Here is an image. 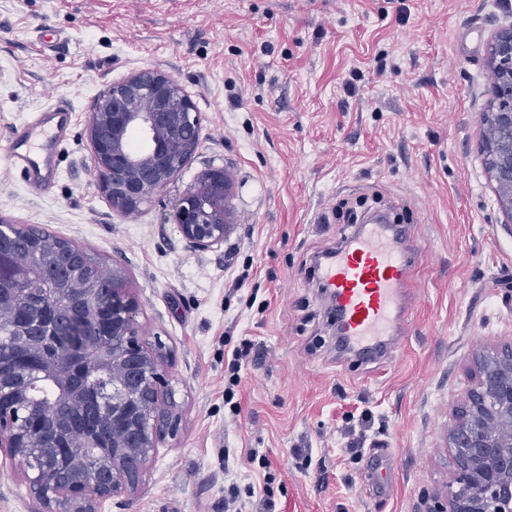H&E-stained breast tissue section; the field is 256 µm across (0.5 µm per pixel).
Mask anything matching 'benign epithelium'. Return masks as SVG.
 <instances>
[{"label":"benign epithelium","instance_id":"7a95c632","mask_svg":"<svg viewBox=\"0 0 512 512\" xmlns=\"http://www.w3.org/2000/svg\"><path fill=\"white\" fill-rule=\"evenodd\" d=\"M508 75L505 92L495 98L497 122L508 134L499 148L494 180L501 204L512 218V31L496 38L490 56ZM145 132L152 147L133 150L128 136ZM200 119L178 81L159 68L140 70L99 93L89 116L88 135L98 190L112 209L132 213L164 189L185 167L200 143ZM231 186L224 169L205 172L178 200L174 223L195 247L224 243L233 229ZM26 261L0 243V324L21 318L28 287ZM130 277L112 269V353L107 345L72 344L68 356L88 368L107 367L134 388L144 406L112 410L118 446L110 454L90 455V441L66 449L69 472L45 468L28 473L26 449L38 447L39 419L20 417L28 399L27 380L49 377L62 401L79 413L85 402L74 397L63 363L42 351L41 335L20 336L0 350V457L28 481L42 512H103L106 502L131 492L141 481L158 444L179 430L181 416L163 356L140 338V304ZM462 493L423 491L420 512H512V346L483 358L475 387L449 436Z\"/></svg>","mask_w":512,"mask_h":512}]
</instances>
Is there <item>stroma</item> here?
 Wrapping results in <instances>:
<instances>
[{
  "mask_svg": "<svg viewBox=\"0 0 512 512\" xmlns=\"http://www.w3.org/2000/svg\"><path fill=\"white\" fill-rule=\"evenodd\" d=\"M509 28L512 0H0V218L128 274L179 405L178 434L107 512H224L225 490L255 480L252 451L270 463L276 512H417L423 491L447 489L476 358L512 344V222L482 136L490 45ZM151 67L192 97L200 144L123 216L95 185L89 115L100 91ZM61 99L71 132L57 180L35 196L8 139ZM212 168L230 179L234 227L199 249L173 206ZM343 198L394 205L414 226L392 361L338 354L308 278L347 229ZM244 338L254 358L235 418L224 347ZM40 510L26 480L0 470V512Z\"/></svg>",
  "mask_w": 512,
  "mask_h": 512,
  "instance_id": "stroma-1",
  "label": "stroma"
}]
</instances>
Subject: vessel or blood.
I'll list each match as a JSON object with an SVG mask.
<instances>
[{"instance_id":"obj_1","label":"vessel or blood","mask_w":512,"mask_h":512,"mask_svg":"<svg viewBox=\"0 0 512 512\" xmlns=\"http://www.w3.org/2000/svg\"><path fill=\"white\" fill-rule=\"evenodd\" d=\"M72 117L70 105L60 101L13 129L10 159L32 190L51 186L53 158ZM411 238V225L378 219L357 226L316 266V279L333 300L337 334L362 363L398 356L392 337L408 315L416 263Z\"/></svg>"}]
</instances>
